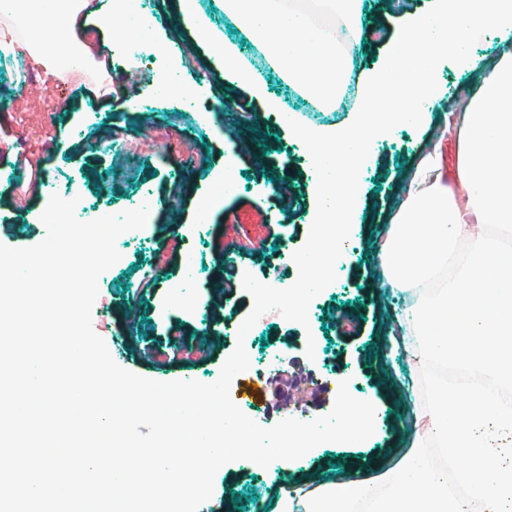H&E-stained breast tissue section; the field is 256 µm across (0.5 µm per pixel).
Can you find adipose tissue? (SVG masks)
<instances>
[{
	"label": "adipose tissue",
	"instance_id": "ef3b65f1",
	"mask_svg": "<svg viewBox=\"0 0 512 512\" xmlns=\"http://www.w3.org/2000/svg\"><path fill=\"white\" fill-rule=\"evenodd\" d=\"M364 0H224L237 27L259 39L274 69L319 103L355 84L363 109L341 128L294 132L311 150L332 147L315 182V221L347 237L367 158L397 126L421 120L438 91L435 61L448 54L477 74L458 114L455 184L432 155L418 158L379 244L378 270L405 293L391 332L407 365L436 360L467 380L423 400L404 384L416 431L380 473L342 471L316 486L280 489L271 512H512V42L495 56L467 45L491 28L512 29V0H434L412 13L384 60L356 75L367 39Z\"/></svg>",
	"mask_w": 512,
	"mask_h": 512
}]
</instances>
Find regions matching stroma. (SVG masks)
<instances>
[{"instance_id": "35a3bbf8", "label": "stroma", "mask_w": 512, "mask_h": 512, "mask_svg": "<svg viewBox=\"0 0 512 512\" xmlns=\"http://www.w3.org/2000/svg\"><path fill=\"white\" fill-rule=\"evenodd\" d=\"M432 4L406 0L400 12L389 0H369L368 17L381 29L363 45L354 71L378 66L406 12ZM151 7L164 23L152 43L166 49L170 68L193 92L191 103L157 95V70L140 51L114 62L112 88L103 96L91 89L103 76L91 70L70 72L64 85L38 67L15 77L13 60L0 59V92L11 101L8 119L0 120V243L28 247L46 235L40 220L45 199L31 195L29 175L17 174L21 161L41 162L43 178L79 190L90 209L106 206L119 213L149 193L153 220L127 242L126 264L100 276L93 329L106 344H122L123 368L158 381L207 383L218 378L232 351L225 327L243 321L251 309L249 294L233 284L241 270L252 269L262 281H295V263L280 259L277 249L293 252L304 244L313 222L314 177L306 148L237 80L225 58L228 43L241 58L256 49L225 16L224 0H198L194 20L182 16L179 0H151ZM438 68L444 103L429 105L422 123L396 129L363 172L364 194L350 228L353 248L335 288L317 300L308 326L284 323L270 312L252 338L257 356L279 349L284 357L280 369L267 373L256 408L259 424L285 413L302 421L328 413L330 378L340 373L354 397L374 403L375 436L266 468L229 463L218 471L214 493L199 512H252L256 501L272 499L284 485L331 478L341 463L382 465L405 447V403L396 377L404 359L391 354L388 344L400 303L374 285L376 242L417 155L435 153L439 139L457 137L447 103L463 99L476 77L452 56L440 59ZM266 85L269 97L298 109L302 123L342 127L353 114L349 107L313 111L277 74H269ZM226 98L234 100L233 111H211L212 101ZM124 155L129 163L122 169ZM229 164L234 190L221 210L202 216L214 179ZM283 183L285 196L270 193V185ZM175 219L181 229L170 240L166 227ZM232 224L252 225L253 236L228 252L224 238ZM183 290L194 294L192 307L177 302ZM310 341L322 360L306 357Z\"/></svg>"}]
</instances>
